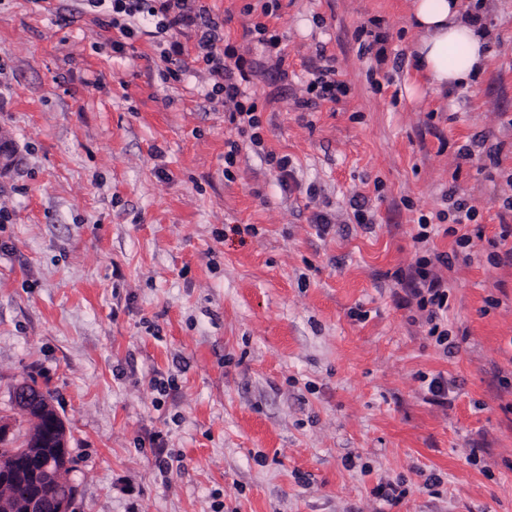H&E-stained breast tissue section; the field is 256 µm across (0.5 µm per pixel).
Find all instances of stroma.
Returning <instances> with one entry per match:
<instances>
[{"mask_svg":"<svg viewBox=\"0 0 512 512\" xmlns=\"http://www.w3.org/2000/svg\"><path fill=\"white\" fill-rule=\"evenodd\" d=\"M201 3L255 67L262 146L207 100L203 63L167 80L104 8L0 0V417L20 419L19 382L50 393L70 512H512V265L494 261L512 248V0H486V68L446 91L414 61L410 0ZM363 25L384 62L360 55ZM321 51L347 93L299 109ZM319 211L339 232L317 235ZM425 248L452 260L449 354L396 298Z\"/></svg>","mask_w":512,"mask_h":512,"instance_id":"1","label":"stroma"}]
</instances>
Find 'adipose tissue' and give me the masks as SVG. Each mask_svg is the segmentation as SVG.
<instances>
[{"instance_id": "ef3b65f1", "label": "adipose tissue", "mask_w": 512, "mask_h": 512, "mask_svg": "<svg viewBox=\"0 0 512 512\" xmlns=\"http://www.w3.org/2000/svg\"><path fill=\"white\" fill-rule=\"evenodd\" d=\"M415 60L431 87L469 85L488 59V33L461 0H412Z\"/></svg>"}]
</instances>
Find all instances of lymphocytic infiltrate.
<instances>
[{"label":"lymphocytic infiltrate","instance_id":"lymphocytic-infiltrate-1","mask_svg":"<svg viewBox=\"0 0 512 512\" xmlns=\"http://www.w3.org/2000/svg\"><path fill=\"white\" fill-rule=\"evenodd\" d=\"M112 7L111 27L123 35H132L140 27H152L154 36L167 37L169 32L194 30L196 55L208 67L214 84L212 95L218 96L224 106V117L238 133L250 136L251 143H258L259 118L255 100L247 96L243 85L248 76L237 53L232 47H221L222 22L212 18L196 0H107ZM448 256L423 252L416 257L405 277L406 294L415 300L429 327V336L437 343L448 340L447 330L439 321L448 312V281L439 272L440 267L450 266Z\"/></svg>","mask_w":512,"mask_h":512}]
</instances>
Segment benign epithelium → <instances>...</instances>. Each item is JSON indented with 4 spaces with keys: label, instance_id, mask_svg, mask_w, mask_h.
Segmentation results:
<instances>
[{
    "label": "benign epithelium",
    "instance_id": "1",
    "mask_svg": "<svg viewBox=\"0 0 512 512\" xmlns=\"http://www.w3.org/2000/svg\"><path fill=\"white\" fill-rule=\"evenodd\" d=\"M14 404L23 408L26 412L38 410L41 416H48L51 426L50 433L40 435L20 445H11L12 460L27 476H38L51 464L49 449L67 447V428L59 414L53 412L50 404L38 405L39 397L31 394L28 385L17 384L12 391ZM74 492L66 485L57 486L56 493L42 502L28 504L27 512H69Z\"/></svg>",
    "mask_w": 512,
    "mask_h": 512
}]
</instances>
